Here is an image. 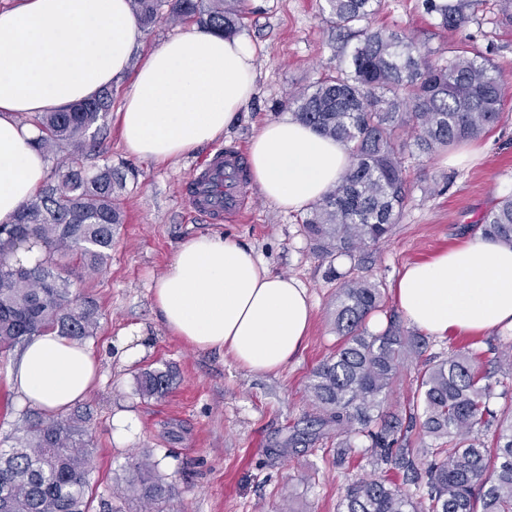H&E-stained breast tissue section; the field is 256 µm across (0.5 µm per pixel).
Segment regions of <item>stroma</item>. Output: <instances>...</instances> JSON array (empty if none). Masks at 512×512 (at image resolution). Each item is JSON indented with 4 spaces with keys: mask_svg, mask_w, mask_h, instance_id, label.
I'll return each instance as SVG.
<instances>
[{
    "mask_svg": "<svg viewBox=\"0 0 512 512\" xmlns=\"http://www.w3.org/2000/svg\"><path fill=\"white\" fill-rule=\"evenodd\" d=\"M323 4L243 0L241 35L256 52L255 94L215 143L158 164L130 153L116 120L108 122L104 145L113 167L126 176V220L116 230L107 266L76 287L99 309L97 332L87 344L102 379L83 401L92 413L91 512H102L104 500L113 512H142L127 487L145 457L172 487L170 512H278L286 500L295 512H336L349 484L379 474L364 447L349 464L336 466L333 437L285 458L272 454L313 412L308 384L336 347V275L350 268L349 258H318L302 231L303 211L281 210L260 196L254 183L246 185L254 204L245 221L207 222L193 212L186 194L192 171L212 147L249 148L264 123L288 117L283 103L290 91L348 65L358 38L339 32ZM370 24L405 30L443 60L461 50L479 51L512 85V29L499 24L496 0H487L471 22L453 31L439 28L421 0H382ZM503 110V121L470 143L482 154L476 165H444L441 152L405 157V206L390 236L374 246L371 262L359 271L380 285L388 308L398 307L395 282L405 265L477 239L481 216L512 194V88ZM214 231L251 246L272 272L296 276L312 298V323L302 346L279 371L257 374L230 355L196 351L166 333L155 313L154 279L182 243ZM133 326L139 335H129ZM427 341L430 352L444 357L474 345L497 380L512 370L492 352L512 343L511 333H451ZM9 361L0 357V444L5 445L23 411L8 382ZM169 367L177 378L164 396L139 393L136 378L142 371ZM118 413L134 423L129 439L113 433L111 419Z\"/></svg>",
    "mask_w": 512,
    "mask_h": 512,
    "instance_id": "stroma-1",
    "label": "stroma"
}]
</instances>
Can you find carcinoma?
Returning a JSON list of instances; mask_svg holds the SVG:
<instances>
[{
  "label": "carcinoma",
  "mask_w": 512,
  "mask_h": 512,
  "mask_svg": "<svg viewBox=\"0 0 512 512\" xmlns=\"http://www.w3.org/2000/svg\"><path fill=\"white\" fill-rule=\"evenodd\" d=\"M482 0H422L445 30L472 20ZM380 0H325L323 10L339 28L368 21ZM145 30L172 19L194 22L224 36L242 31V0H129ZM507 81L479 53L444 64L432 59L399 29H361L351 67L302 87L284 103L293 118L342 142L349 168L302 219L305 236L322 258L347 256L353 267L336 273V350L312 373L315 413L288 448L313 446L335 432L336 460L364 438L386 473L400 474L408 488L369 478L347 488L337 512H512V401L494 392L470 349L437 360L424 357L426 343L394 315L380 333L370 318L385 312L379 285L354 274L369 249L391 233L407 197L404 155L432 154L474 140L501 123ZM112 89L69 109L42 112L28 121L40 130L38 145L56 159L43 188L0 225V353L34 336L57 331L77 342L98 328V308L85 298L72 305L73 280L98 273L110 256L117 226L124 223L120 193L124 174L87 161L104 153ZM482 236L512 244V195L485 212ZM39 243L48 260L18 266L11 256L23 240ZM416 360V387L407 405L385 406L409 359ZM173 371L147 370L137 378L147 397L167 391ZM89 415L23 414L10 447L0 449V512H89ZM419 428L428 441L411 447ZM138 463L131 485L146 512L170 500L171 488Z\"/></svg>",
  "instance_id": "1"
}]
</instances>
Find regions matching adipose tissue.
I'll use <instances>...</instances> for the list:
<instances>
[{
	"label": "adipose tissue",
	"instance_id": "adipose-tissue-1",
	"mask_svg": "<svg viewBox=\"0 0 512 512\" xmlns=\"http://www.w3.org/2000/svg\"><path fill=\"white\" fill-rule=\"evenodd\" d=\"M142 30L127 0H22L0 9V223L41 186L48 158L30 116L94 98L122 79ZM255 92V54L241 37L196 26L147 51L117 112L126 148L163 162L222 136ZM261 195L285 210L319 200L349 166L344 144L286 118L249 147ZM396 298L434 336L512 331V245L479 238L405 266ZM163 328L201 351H225L267 373L287 365L311 320L307 289L270 271L254 249L203 234L184 242L153 288ZM92 350L51 331L29 340L9 371L23 402L60 415L86 398Z\"/></svg>",
	"mask_w": 512,
	"mask_h": 512
}]
</instances>
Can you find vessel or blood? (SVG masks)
I'll use <instances>...</instances> for the list:
<instances>
[{"label": "vessel or blood", "mask_w": 512, "mask_h": 512, "mask_svg": "<svg viewBox=\"0 0 512 512\" xmlns=\"http://www.w3.org/2000/svg\"><path fill=\"white\" fill-rule=\"evenodd\" d=\"M243 152L238 148H220L197 167L189 184V201L192 210L214 222L242 216L250 205V195L242 188H233L234 172L240 164ZM214 180L227 182L223 196H214L210 183Z\"/></svg>", "instance_id": "1"}]
</instances>
